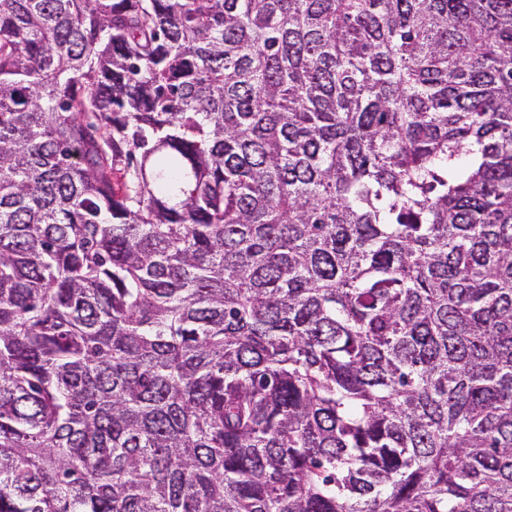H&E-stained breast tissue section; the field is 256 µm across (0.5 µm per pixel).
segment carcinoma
Wrapping results in <instances>:
<instances>
[{
	"label": "carcinoma",
	"mask_w": 512,
	"mask_h": 512,
	"mask_svg": "<svg viewBox=\"0 0 512 512\" xmlns=\"http://www.w3.org/2000/svg\"><path fill=\"white\" fill-rule=\"evenodd\" d=\"M0 512H512V0H0Z\"/></svg>",
	"instance_id": "1"
}]
</instances>
